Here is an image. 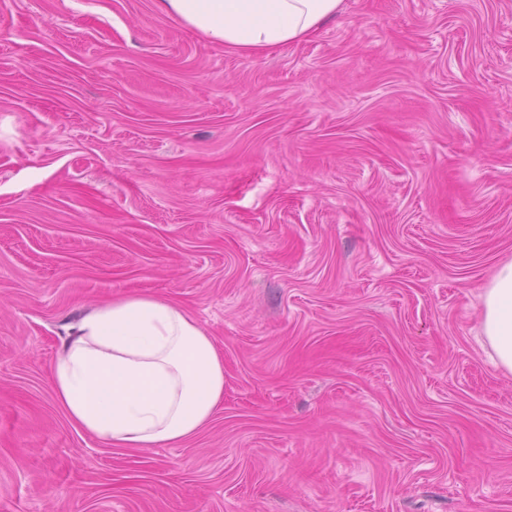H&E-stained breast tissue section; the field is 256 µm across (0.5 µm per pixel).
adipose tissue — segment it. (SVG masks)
Returning <instances> with one entry per match:
<instances>
[{"instance_id":"obj_1","label":"adipose tissue","mask_w":512,"mask_h":512,"mask_svg":"<svg viewBox=\"0 0 512 512\" xmlns=\"http://www.w3.org/2000/svg\"><path fill=\"white\" fill-rule=\"evenodd\" d=\"M340 0H159V9L224 46L261 53L306 39ZM481 334L512 372V262L482 296ZM69 420L102 442L151 448L190 440L224 399V360L179 305L136 295L85 315L52 368Z\"/></svg>"}]
</instances>
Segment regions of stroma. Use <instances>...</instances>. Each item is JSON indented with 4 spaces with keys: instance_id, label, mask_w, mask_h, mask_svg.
Instances as JSON below:
<instances>
[{
    "instance_id": "obj_1",
    "label": "stroma",
    "mask_w": 512,
    "mask_h": 512,
    "mask_svg": "<svg viewBox=\"0 0 512 512\" xmlns=\"http://www.w3.org/2000/svg\"><path fill=\"white\" fill-rule=\"evenodd\" d=\"M510 261L512 0H341L260 54L156 0H0V512H512ZM129 294L224 359L183 444L55 398ZM480 329L497 364L512 373V262L500 266L484 290Z\"/></svg>"
}]
</instances>
